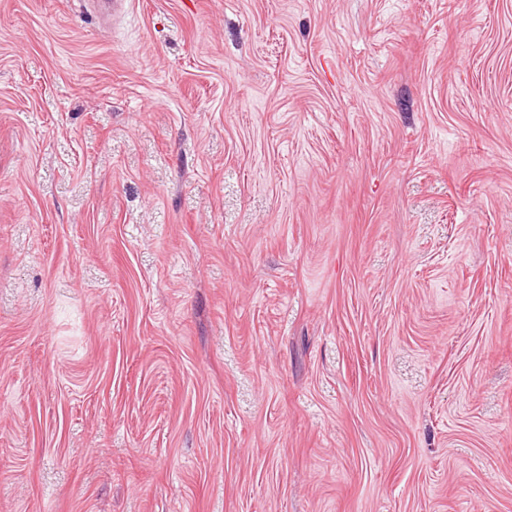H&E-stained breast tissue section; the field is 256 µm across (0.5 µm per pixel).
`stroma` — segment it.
Masks as SVG:
<instances>
[{
    "mask_svg": "<svg viewBox=\"0 0 512 512\" xmlns=\"http://www.w3.org/2000/svg\"><path fill=\"white\" fill-rule=\"evenodd\" d=\"M0 512H512V0H0Z\"/></svg>",
    "mask_w": 512,
    "mask_h": 512,
    "instance_id": "1",
    "label": "stroma"
}]
</instances>
